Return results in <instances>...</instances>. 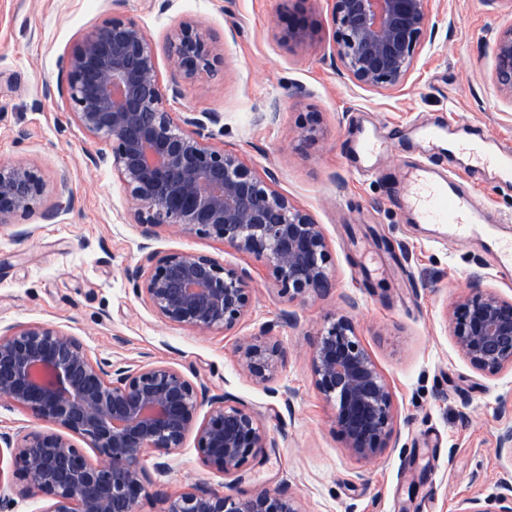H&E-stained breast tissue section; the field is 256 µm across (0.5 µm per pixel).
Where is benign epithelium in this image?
Wrapping results in <instances>:
<instances>
[{"label":"benign epithelium","mask_w":512,"mask_h":512,"mask_svg":"<svg viewBox=\"0 0 512 512\" xmlns=\"http://www.w3.org/2000/svg\"><path fill=\"white\" fill-rule=\"evenodd\" d=\"M278 2L286 23L282 38L297 47L311 45L317 0ZM329 2L334 65L353 84L378 92L405 85L441 22L431 0ZM167 41L175 73L165 88L147 32L134 19L114 14L61 60L57 92L67 97L75 122L110 145L111 152L88 156L91 166H111L133 202L140 247L147 251V265L127 273L134 293L169 324L227 335L252 308L249 272L202 252L151 249L162 228L176 225L253 256L290 300L330 287L332 255L322 225L275 188L272 170L260 176L212 143L219 113L175 116L167 110L166 95L182 96L186 86L214 76L223 64L196 21L178 24ZM493 42L496 96L512 104V25L496 32ZM43 190L35 167L1 162L0 227L31 212ZM59 190L64 201L43 214L46 220L72 208L65 175ZM449 323L455 347L474 368L489 375L512 368V298L473 288ZM235 352L241 371L258 383L269 382L285 357L269 326L239 341ZM312 372L349 451L364 460L380 457L394 433L393 394L348 318H331L319 330ZM0 398L46 425L0 432L20 492L42 499L41 512H141L149 479L144 454H153L155 470L165 472L192 431L202 462L226 475L275 447L247 404L212 395L167 365L132 369L94 360L79 338L49 323L0 328ZM205 405L209 411L201 419ZM497 487L483 502L466 501L460 512H512V478H499ZM165 504L162 512H304L281 490L241 499L191 488Z\"/></svg>","instance_id":"7a95c632"}]
</instances>
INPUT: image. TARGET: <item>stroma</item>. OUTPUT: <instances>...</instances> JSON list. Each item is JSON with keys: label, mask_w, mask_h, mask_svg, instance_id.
I'll return each mask as SVG.
<instances>
[{"label": "stroma", "mask_w": 512, "mask_h": 512, "mask_svg": "<svg viewBox=\"0 0 512 512\" xmlns=\"http://www.w3.org/2000/svg\"><path fill=\"white\" fill-rule=\"evenodd\" d=\"M431 7L444 24L406 84L378 93L332 65L328 0L316 4L319 31L306 48L282 41L278 0H0V72L19 85L0 96V162L31 164L44 180L35 209L15 218L33 237L19 240L12 227L0 228V326L50 323L77 336L92 358L173 367L211 393L247 404L276 441L227 476L204 465L187 436L170 470L151 473L142 512H162L165 498L194 487L238 498L280 488L306 512H460L463 502L486 500L498 477L512 474V453L498 444L501 429L512 426V368L475 370L447 323L471 288L512 298V273L496 262L497 243L512 239V224L496 225L490 238L456 241L440 226L418 223L403 204L426 161L421 127L441 124L492 146L512 143V104L497 100L492 81L493 36L512 25V0H432ZM114 13L145 28L165 85L169 32L193 20L211 36L223 69L167 107L221 113L215 144L257 174L273 170L278 190L322 225L333 259L326 292L288 299L253 257L164 229L153 242L158 251L203 252L246 268L251 311L233 333L201 336L163 321L134 295L126 273L144 265L145 254L133 204L116 172L87 159L107 144L72 119L65 98L45 93L62 78L60 58ZM274 99L278 121L255 123ZM314 115L318 136L303 140L301 128ZM367 135L387 147L357 159L352 146ZM63 174L74 206L44 220ZM286 313L296 324L283 323ZM337 314L353 321L394 394V435L374 460L351 454L314 385L313 343ZM268 324L285 359L264 385L239 370L235 348ZM283 385L296 392L292 407L269 392Z\"/></svg>", "instance_id": "1"}]
</instances>
